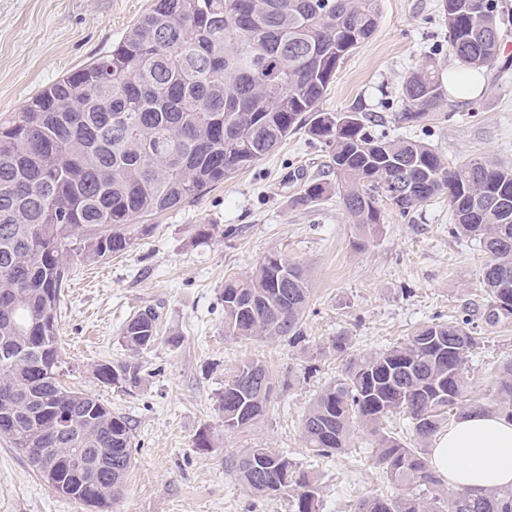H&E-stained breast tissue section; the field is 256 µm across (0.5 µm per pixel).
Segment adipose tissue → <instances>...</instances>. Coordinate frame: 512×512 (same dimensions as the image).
Wrapping results in <instances>:
<instances>
[{
  "label": "adipose tissue",
  "mask_w": 512,
  "mask_h": 512,
  "mask_svg": "<svg viewBox=\"0 0 512 512\" xmlns=\"http://www.w3.org/2000/svg\"><path fill=\"white\" fill-rule=\"evenodd\" d=\"M431 466L448 486L478 497L512 488V421L481 406L435 435Z\"/></svg>",
  "instance_id": "obj_1"
}]
</instances>
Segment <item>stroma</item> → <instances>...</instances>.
<instances>
[{"label":"stroma","mask_w":512,"mask_h":512,"mask_svg":"<svg viewBox=\"0 0 512 512\" xmlns=\"http://www.w3.org/2000/svg\"><path fill=\"white\" fill-rule=\"evenodd\" d=\"M501 58L481 92L449 97L444 112L416 127L395 120L404 76L434 63L456 67L440 0H379L373 35L337 71L322 107L361 108L373 132L435 148L448 163L485 157L512 166V0H497ZM151 0H0V121L37 92L111 50ZM327 147L300 131L250 168L200 197L153 217L150 235L125 254L73 268L57 310L63 381L91 395L131 426L132 467L109 512H290L284 495L257 498L230 468L247 448L287 454L320 478L323 512H353L372 491L395 488L370 458L373 437L356 427L349 448L330 459L310 453L301 419L349 359L370 356L418 327L468 321L479 347L467 368L468 401L491 403L512 362V320L488 324L481 312L488 260L479 242L455 237L448 201L410 213L380 202L370 233L350 223L336 189ZM326 184L321 200L301 202L309 183ZM213 225L210 239L199 238ZM299 263L311 294L301 339L224 333L221 294L230 278L250 275L269 254ZM161 315V338L130 354L121 335L137 312ZM346 349H333L336 337ZM143 367L130 393L98 381L102 362ZM248 359L267 365L274 391L253 425L229 432L219 410L224 378ZM207 432L211 445L195 438ZM0 512H89L58 494L28 458L0 439Z\"/></svg>","instance_id":"1"}]
</instances>
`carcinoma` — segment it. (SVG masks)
<instances>
[{"mask_svg": "<svg viewBox=\"0 0 512 512\" xmlns=\"http://www.w3.org/2000/svg\"><path fill=\"white\" fill-rule=\"evenodd\" d=\"M448 45L476 70H493L501 50L495 0H442ZM378 0H152L106 54L36 94L0 123V436L28 455L112 449L97 479L105 512L132 465L131 429L94 397L67 390L57 307L74 264L130 250L151 225L136 218L171 210L248 168L290 134L305 130L331 151L351 223H380L379 202L401 212L448 196L451 232L477 240L490 257L482 284L486 320L512 319V166L470 158L454 166L418 141L373 135L360 109L326 112L337 69L374 32ZM397 123L412 127L448 105L429 64L400 90ZM405 168L417 190H383ZM309 285L302 268L271 255L244 279L224 281L225 333L300 338ZM138 353L159 339L147 309L122 330ZM479 345L458 322L425 326L380 353L350 360L302 419L306 448L328 458L349 447L353 423L376 436L371 458L400 490L367 496L354 512H512V490L473 497L446 493L424 446L464 397L466 363ZM98 379L137 387L141 365L101 363ZM492 409L512 419V362ZM273 382L245 361L224 380L227 429L244 428L267 407ZM405 414L422 446L381 431ZM231 468L254 497L286 495L291 512H321L318 477L270 448H248ZM424 493L410 494L412 487Z\"/></svg>", "mask_w": 512, "mask_h": 512, "instance_id": "obj_1", "label": "carcinoma"}]
</instances>
